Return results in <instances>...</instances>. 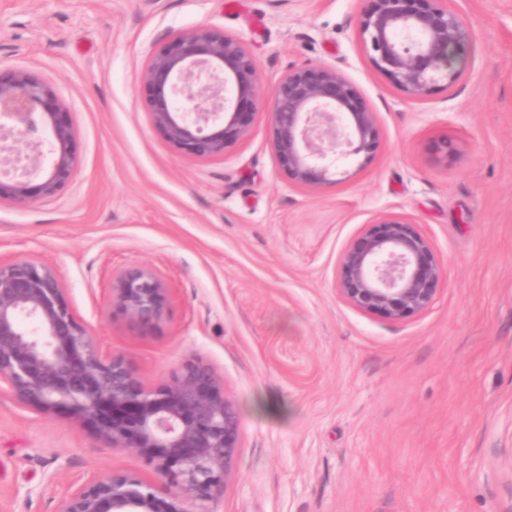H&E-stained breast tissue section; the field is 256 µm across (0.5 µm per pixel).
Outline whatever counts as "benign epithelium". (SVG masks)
I'll use <instances>...</instances> for the list:
<instances>
[{"mask_svg":"<svg viewBox=\"0 0 512 512\" xmlns=\"http://www.w3.org/2000/svg\"><path fill=\"white\" fill-rule=\"evenodd\" d=\"M358 19L373 68L410 100L438 82L450 88L463 63V22L445 0H366ZM153 124L178 150L221 155L243 138L260 104L259 73L242 44L203 26L179 33L144 74ZM234 95L226 102L224 88ZM268 107L281 166L298 185L336 182L332 153L371 157L374 113L356 87L327 66L288 73ZM74 129L51 85L21 69L0 70V200L25 206L54 195L74 174ZM442 286L433 244L412 219L382 215L355 236L341 260L340 297L360 311L401 321L425 312ZM168 288L131 267L108 303L142 324L161 318ZM0 390L38 412L70 413L108 448H129L156 465L165 494L114 472L76 484L56 512H188L231 477L240 448L238 413L215 371L187 364L167 384L145 387L106 357L69 307L58 271L28 259L0 262Z\"/></svg>","mask_w":512,"mask_h":512,"instance_id":"obj_1","label":"benign epithelium"}]
</instances>
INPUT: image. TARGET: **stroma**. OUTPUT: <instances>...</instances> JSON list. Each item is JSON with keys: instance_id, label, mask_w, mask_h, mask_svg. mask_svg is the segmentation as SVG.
Returning a JSON list of instances; mask_svg holds the SVG:
<instances>
[{"instance_id": "1", "label": "stroma", "mask_w": 512, "mask_h": 512, "mask_svg": "<svg viewBox=\"0 0 512 512\" xmlns=\"http://www.w3.org/2000/svg\"><path fill=\"white\" fill-rule=\"evenodd\" d=\"M239 2L0 0V65L52 84L78 161L56 194L0 202V261L56 267L76 318L146 387L189 362L221 376L241 448L223 491L186 512H512V0H448L464 70L419 101L371 67L365 0ZM200 26L243 44L264 99L291 71L336 68L375 114L377 152L310 190L281 167L264 109L223 155L171 146L143 73ZM381 215L416 222L443 271L402 321L337 290L343 251ZM133 266L169 290L149 326L108 304ZM115 471L166 487L75 417L0 393L14 512H55L74 482Z\"/></svg>"}]
</instances>
